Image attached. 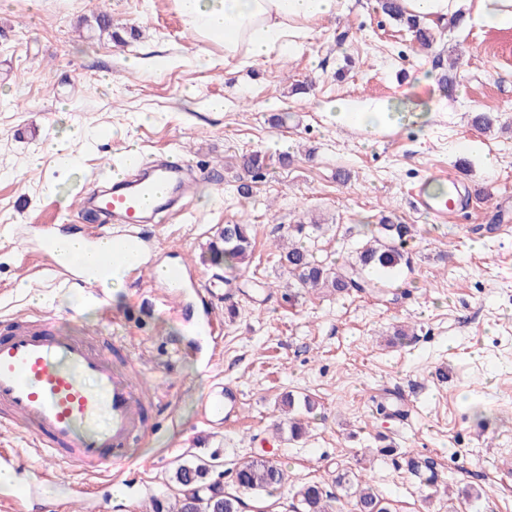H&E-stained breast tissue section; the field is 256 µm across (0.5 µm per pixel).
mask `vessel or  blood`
Segmentation results:
<instances>
[{
    "label": "vessel or blood",
    "instance_id": "1",
    "mask_svg": "<svg viewBox=\"0 0 512 512\" xmlns=\"http://www.w3.org/2000/svg\"><path fill=\"white\" fill-rule=\"evenodd\" d=\"M198 173L175 155L114 183L111 192L96 194L98 209L108 212L120 231L84 235L82 254L64 258L58 233L44 228L40 250L50 259L49 270L78 284L102 282L116 271L128 281H143L149 242L139 225L175 213ZM432 177L447 183V197H435L419 185L410 192L415 207L439 224L467 214V188L446 170ZM162 283L181 297L195 293V303L183 309L202 335L221 330L209 291L193 278L189 265L166 266ZM240 405L238 390L220 383L202 402L200 416L207 425H227L237 420ZM17 421L32 426L40 454L93 470L128 466L130 444L148 433L146 396L128 373L113 366L105 350L60 335L39 317L0 324V425Z\"/></svg>",
    "mask_w": 512,
    "mask_h": 512
}]
</instances>
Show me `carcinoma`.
Here are the masks:
<instances>
[{
    "label": "carcinoma",
    "mask_w": 512,
    "mask_h": 512,
    "mask_svg": "<svg viewBox=\"0 0 512 512\" xmlns=\"http://www.w3.org/2000/svg\"><path fill=\"white\" fill-rule=\"evenodd\" d=\"M379 7L383 13L404 22L422 47L432 46L431 29L421 19L407 14L401 0H379ZM242 166L247 173L258 172L266 166L265 155L252 152L242 158ZM320 229L319 224L302 221L288 225L283 235L288 244L281 245L279 263L291 279L289 287H327L341 293L380 290L392 287L393 276L402 265L409 263L404 245L410 228L389 216L382 218L371 231L369 241L357 252V257L337 268L317 260L308 246L312 234ZM252 253L250 224L244 221L224 225L208 247L211 264H223L230 269L249 265ZM208 471L205 463L178 467L175 481L181 487L182 496L178 499L177 512H243L245 504L240 497L225 492L216 483L205 482ZM284 480L283 469L264 458H254L235 471L236 484L247 490L269 492ZM336 484L353 497L356 512H390L384 498L374 491L369 481L352 479L344 473ZM296 496L298 504L293 512H332L331 505L323 506L321 502L330 501L334 496L316 484L300 488Z\"/></svg>",
    "instance_id": "1"
}]
</instances>
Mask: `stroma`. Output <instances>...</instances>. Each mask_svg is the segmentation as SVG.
<instances>
[{"label":"stroma","instance_id":"stroma-1","mask_svg":"<svg viewBox=\"0 0 512 512\" xmlns=\"http://www.w3.org/2000/svg\"><path fill=\"white\" fill-rule=\"evenodd\" d=\"M102 12L121 41L99 33ZM430 28L434 42L421 48L376 0H354L302 46L235 66L218 43L200 45L171 0H0V323L39 312L65 335L121 340L136 383L160 403V427L132 447V466L101 473L41 459L26 427L0 426V450L13 452L16 482L35 489L36 512H87L72 483L88 488L94 512L168 507L186 462L207 464L245 512H291L305 483L339 494L347 471L369 479L391 512H512V233L497 230L512 200V28ZM451 56L448 86L435 61ZM339 101H410L422 117L369 133L336 124L328 108ZM480 112L495 116L490 131L473 126ZM75 124L95 137L76 145L79 165L63 178L43 145ZM254 150L267 156L256 179L240 167ZM173 151L210 174L192 185L184 218L141 231L153 261L194 265L213 288L232 284L215 304L224 336L212 364L162 289L126 283L89 299L49 275L28 243L67 208L68 230H95L106 218L84 194L130 157ZM437 168L471 187L465 220L438 224L413 207L410 189ZM388 215L413 228L393 288L289 298L275 247L288 225L318 221L314 254L339 265ZM244 219L250 266L205 263L218 229ZM218 383L241 393L240 420L227 427L199 418ZM287 394L298 412L304 397L316 402L298 440L283 427ZM394 400L407 404L404 417L376 412ZM253 457L284 469L272 494L235 483Z\"/></svg>","mask_w":512,"mask_h":512}]
</instances>
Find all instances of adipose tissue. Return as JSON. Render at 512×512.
I'll use <instances>...</instances> for the list:
<instances>
[{"instance_id": "adipose-tissue-1", "label": "adipose tissue", "mask_w": 512, "mask_h": 512, "mask_svg": "<svg viewBox=\"0 0 512 512\" xmlns=\"http://www.w3.org/2000/svg\"><path fill=\"white\" fill-rule=\"evenodd\" d=\"M350 0H173L200 40L220 41L225 61L240 64L290 50L320 21L347 10Z\"/></svg>"}]
</instances>
